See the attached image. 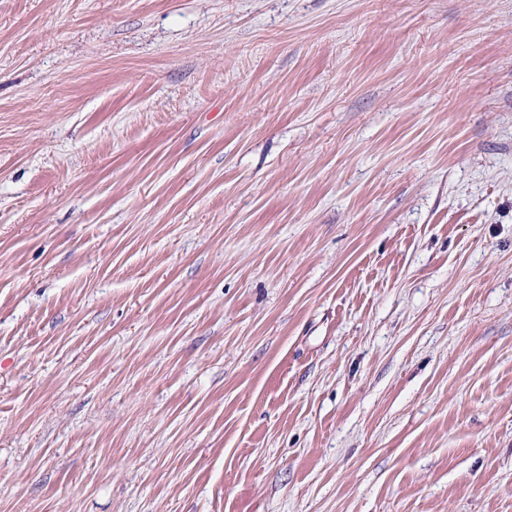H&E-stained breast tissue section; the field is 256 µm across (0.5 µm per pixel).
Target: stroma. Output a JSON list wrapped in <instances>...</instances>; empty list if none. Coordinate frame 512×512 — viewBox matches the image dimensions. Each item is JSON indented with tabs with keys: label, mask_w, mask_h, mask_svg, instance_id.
Returning a JSON list of instances; mask_svg holds the SVG:
<instances>
[{
	"label": "stroma",
	"mask_w": 512,
	"mask_h": 512,
	"mask_svg": "<svg viewBox=\"0 0 512 512\" xmlns=\"http://www.w3.org/2000/svg\"><path fill=\"white\" fill-rule=\"evenodd\" d=\"M0 512H512V0H0Z\"/></svg>",
	"instance_id": "obj_1"
}]
</instances>
